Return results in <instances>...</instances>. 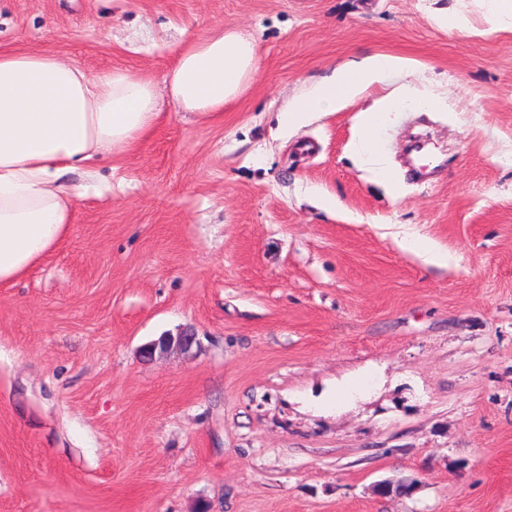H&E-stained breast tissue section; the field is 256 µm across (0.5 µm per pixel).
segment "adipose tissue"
Here are the masks:
<instances>
[{
  "instance_id": "1",
  "label": "adipose tissue",
  "mask_w": 512,
  "mask_h": 512,
  "mask_svg": "<svg viewBox=\"0 0 512 512\" xmlns=\"http://www.w3.org/2000/svg\"><path fill=\"white\" fill-rule=\"evenodd\" d=\"M404 66L385 54L344 66L280 121L294 126L335 109ZM255 69L253 42L219 28L185 44L168 75L169 93L181 111L213 118L243 93ZM158 117L146 79L122 70L91 76L45 52L0 51V285L22 278L68 235L76 189L62 174L132 148Z\"/></svg>"
}]
</instances>
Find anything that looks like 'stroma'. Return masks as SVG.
Listing matches in <instances>:
<instances>
[{"label": "stroma", "instance_id": "1", "mask_svg": "<svg viewBox=\"0 0 512 512\" xmlns=\"http://www.w3.org/2000/svg\"><path fill=\"white\" fill-rule=\"evenodd\" d=\"M220 26L255 38L257 70L204 120L165 80ZM0 50L161 92L132 150L64 175L68 236L0 286V512H512V19L490 0H0ZM376 53L408 65L280 125ZM389 95L382 184L353 147ZM183 328L189 353L143 358ZM397 244L401 250L417 256L426 265L448 267L452 261V257L447 251H441L429 242L413 235L402 236L397 240Z\"/></svg>", "mask_w": 512, "mask_h": 512}]
</instances>
